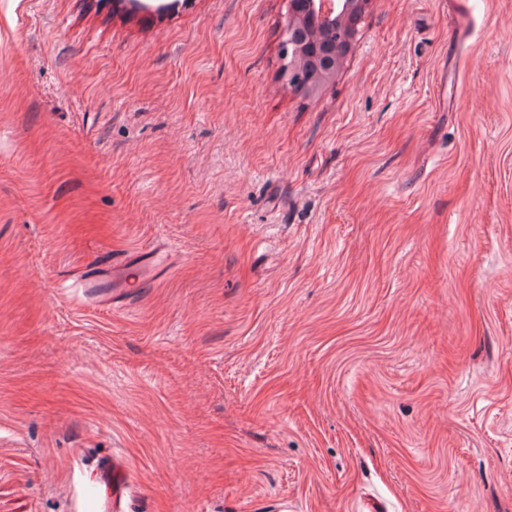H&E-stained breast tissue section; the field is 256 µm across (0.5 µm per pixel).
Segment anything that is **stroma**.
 Returning a JSON list of instances; mask_svg holds the SVG:
<instances>
[{
	"mask_svg": "<svg viewBox=\"0 0 512 512\" xmlns=\"http://www.w3.org/2000/svg\"><path fill=\"white\" fill-rule=\"evenodd\" d=\"M164 2L0 0V512H512V0ZM346 23L342 13L337 11L333 16L329 25L319 27H306L302 28L298 24L295 25V33L299 35V39L304 41L309 47H317L321 54H330L336 50V69L339 65L340 59L343 57L346 49L341 52V45L336 46L331 38L333 30L337 33L346 29ZM282 50L283 55L286 58L288 57V84L291 87L306 90L312 88L313 85L321 79L323 73L319 76L314 75L310 79L305 80L306 69L300 59V52L296 51L294 59L291 58L290 42L288 39L285 41ZM118 258L112 256V264L104 266V267H97L96 270H103V273L100 274L96 279L89 280L93 278L96 274L92 272V274H89L81 279V282L79 284H69L64 285L63 288H82V296L84 295V289L87 288V290L93 289V288H109V285L112 283V278L115 280H120L125 283L126 288H136L135 290H128L127 292H140L144 288H149V282L144 277V274L148 270H152L154 272L155 268L157 266L164 265V263L167 261V256L161 253H152L150 260L141 264H124L117 262ZM107 268V267H111ZM134 275V277L132 276ZM131 279L134 281L131 282Z\"/></svg>",
	"mask_w": 512,
	"mask_h": 512,
	"instance_id": "35a3bbf8",
	"label": "stroma"
}]
</instances>
